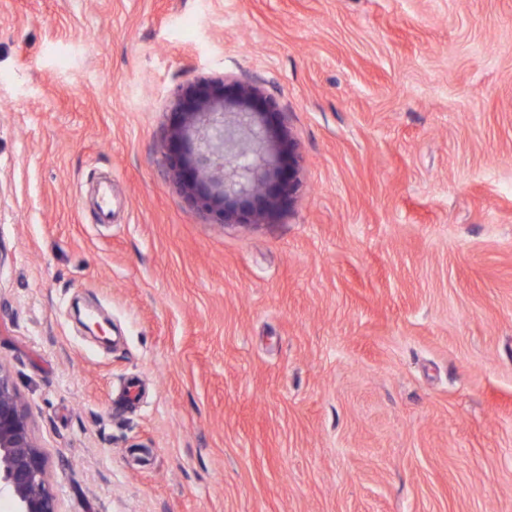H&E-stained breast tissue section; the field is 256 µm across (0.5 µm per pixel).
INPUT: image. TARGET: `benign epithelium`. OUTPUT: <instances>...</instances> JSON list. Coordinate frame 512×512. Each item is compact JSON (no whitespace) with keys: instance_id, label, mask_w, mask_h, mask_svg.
<instances>
[{"instance_id":"benign-epithelium-1","label":"benign epithelium","mask_w":512,"mask_h":512,"mask_svg":"<svg viewBox=\"0 0 512 512\" xmlns=\"http://www.w3.org/2000/svg\"><path fill=\"white\" fill-rule=\"evenodd\" d=\"M168 133L169 164L194 206L219 224L271 223L298 189L296 144L257 82L186 85ZM0 498L12 512H57L42 453L10 376L0 369Z\"/></svg>"}]
</instances>
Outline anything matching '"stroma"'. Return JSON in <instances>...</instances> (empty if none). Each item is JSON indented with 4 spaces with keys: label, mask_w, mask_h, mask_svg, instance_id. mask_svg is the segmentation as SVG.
Segmentation results:
<instances>
[{
    "label": "stroma",
    "mask_w": 512,
    "mask_h": 512,
    "mask_svg": "<svg viewBox=\"0 0 512 512\" xmlns=\"http://www.w3.org/2000/svg\"><path fill=\"white\" fill-rule=\"evenodd\" d=\"M218 78L274 223L170 171ZM0 369L59 512H512V0H0ZM168 133L182 191L219 224L271 223L298 189L296 144L278 104L257 82L186 85Z\"/></svg>",
    "instance_id": "obj_1"
}]
</instances>
